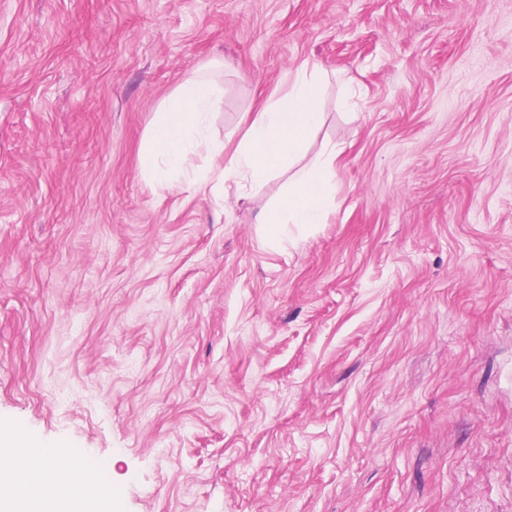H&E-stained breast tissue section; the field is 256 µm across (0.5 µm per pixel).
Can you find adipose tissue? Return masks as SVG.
Segmentation results:
<instances>
[{
    "mask_svg": "<svg viewBox=\"0 0 512 512\" xmlns=\"http://www.w3.org/2000/svg\"><path fill=\"white\" fill-rule=\"evenodd\" d=\"M324 91L319 66L302 65L287 88L271 94L255 112L224 167V178L237 179L250 194L261 192L272 176L287 174L278 205L259 217L269 238H281L289 224L322 223L335 198L339 152L313 140L324 118ZM222 93L213 76L199 71L185 77L162 103L140 158L141 171L152 184H182L196 192L209 186L210 171L190 166L189 160L223 151L207 134ZM29 453L22 431H0V512H111V490L98 482L93 468L72 467L68 449H43L35 469Z\"/></svg>",
    "mask_w": 512,
    "mask_h": 512,
    "instance_id": "ef3b65f1",
    "label": "adipose tissue"
}]
</instances>
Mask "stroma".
<instances>
[{"instance_id": "35a3bbf8", "label": "stroma", "mask_w": 512, "mask_h": 512, "mask_svg": "<svg viewBox=\"0 0 512 512\" xmlns=\"http://www.w3.org/2000/svg\"><path fill=\"white\" fill-rule=\"evenodd\" d=\"M209 63L216 170L327 69L324 223L143 177ZM0 425L112 512H512V0H0Z\"/></svg>"}]
</instances>
